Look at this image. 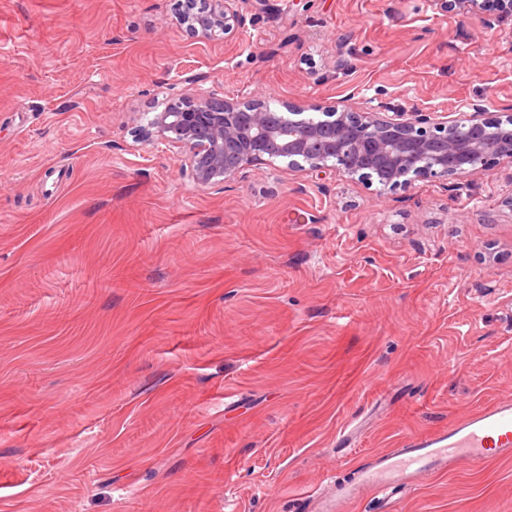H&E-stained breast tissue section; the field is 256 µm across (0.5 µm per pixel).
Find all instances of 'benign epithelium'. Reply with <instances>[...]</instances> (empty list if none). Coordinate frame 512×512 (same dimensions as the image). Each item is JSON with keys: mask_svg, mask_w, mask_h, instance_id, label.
I'll use <instances>...</instances> for the list:
<instances>
[{"mask_svg": "<svg viewBox=\"0 0 512 512\" xmlns=\"http://www.w3.org/2000/svg\"><path fill=\"white\" fill-rule=\"evenodd\" d=\"M250 0H208L200 12L186 11L183 23L210 37L243 28ZM444 10L482 9L487 0H438ZM446 112L385 104L349 106L282 103L277 117L256 99H226L217 90L195 89L172 97L138 132L184 154L182 168L195 186L224 185L257 164L284 162L317 174L333 172L379 191L406 190L419 179L444 185L483 173L492 164H512V113L487 116L483 101ZM322 112L316 121L305 116Z\"/></svg>", "mask_w": 512, "mask_h": 512, "instance_id": "1", "label": "benign epithelium"}]
</instances>
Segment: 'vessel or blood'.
<instances>
[{"instance_id": "vessel-or-blood-1", "label": "vessel or blood", "mask_w": 512, "mask_h": 512, "mask_svg": "<svg viewBox=\"0 0 512 512\" xmlns=\"http://www.w3.org/2000/svg\"><path fill=\"white\" fill-rule=\"evenodd\" d=\"M511 457L512 399H503L429 435L406 437L396 447L370 453L352 479L328 481L322 491L299 498L295 512H346L368 497L378 499L382 512H396V495L428 476Z\"/></svg>"}]
</instances>
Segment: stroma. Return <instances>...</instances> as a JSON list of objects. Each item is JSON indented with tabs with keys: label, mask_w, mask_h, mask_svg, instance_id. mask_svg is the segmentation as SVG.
I'll return each mask as SVG.
<instances>
[{
	"label": "stroma",
	"mask_w": 512,
	"mask_h": 512,
	"mask_svg": "<svg viewBox=\"0 0 512 512\" xmlns=\"http://www.w3.org/2000/svg\"><path fill=\"white\" fill-rule=\"evenodd\" d=\"M0 0V512H292L369 453L512 397V165L378 192L138 142L224 96L512 106V22L436 0ZM361 426L351 449L337 433ZM398 512H512V459ZM251 0H208L207 8L200 12H191L194 0L183 1L188 11L183 12L182 21L197 34L211 37L217 30L224 34L234 28H244L247 22L246 5Z\"/></svg>",
	"instance_id": "stroma-1"
}]
</instances>
